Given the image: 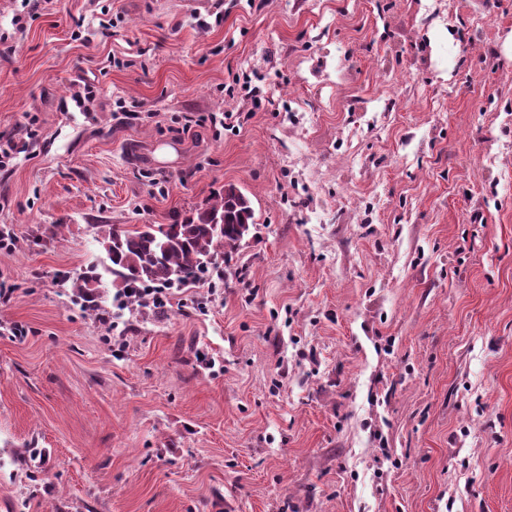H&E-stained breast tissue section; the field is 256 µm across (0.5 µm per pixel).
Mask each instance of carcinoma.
Segmentation results:
<instances>
[{"label":"carcinoma","instance_id":"carcinoma-1","mask_svg":"<svg viewBox=\"0 0 512 512\" xmlns=\"http://www.w3.org/2000/svg\"><path fill=\"white\" fill-rule=\"evenodd\" d=\"M253 224L250 199L238 186L229 184L195 216L184 220L144 224L135 230L101 225L114 297L124 298L130 307H141L146 305L141 288H179L222 277L224 262ZM100 281L99 274L91 270L75 278L62 276L88 315H96L102 308Z\"/></svg>","mask_w":512,"mask_h":512}]
</instances>
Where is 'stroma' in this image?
<instances>
[{
    "mask_svg": "<svg viewBox=\"0 0 512 512\" xmlns=\"http://www.w3.org/2000/svg\"><path fill=\"white\" fill-rule=\"evenodd\" d=\"M202 2L0 0V512H512V0ZM227 183L219 287L60 283ZM61 280L63 283L70 282L75 297L80 300L83 312L88 315L98 314L104 299V295L98 291L101 287L99 274L89 270L72 279L63 275Z\"/></svg>",
    "mask_w": 512,
    "mask_h": 512,
    "instance_id": "1",
    "label": "stroma"
}]
</instances>
